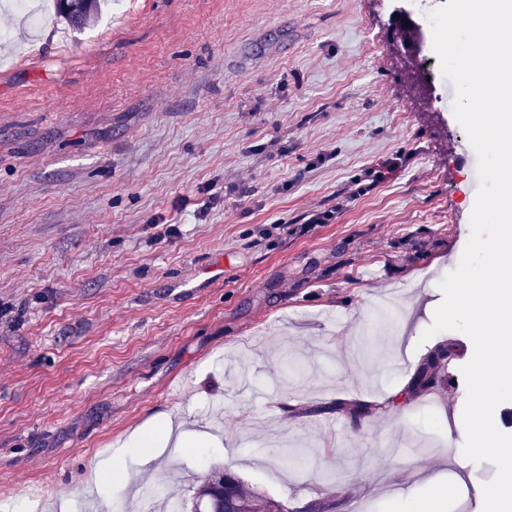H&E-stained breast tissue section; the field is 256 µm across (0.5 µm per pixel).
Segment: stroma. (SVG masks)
<instances>
[{
    "mask_svg": "<svg viewBox=\"0 0 512 512\" xmlns=\"http://www.w3.org/2000/svg\"><path fill=\"white\" fill-rule=\"evenodd\" d=\"M30 3L42 27L0 8V506L135 512L162 486L189 512L224 466L288 512H405L452 475L482 512L496 468L447 440L468 338L420 339L477 188L388 0H110L75 33ZM162 419L187 445L144 461L127 443ZM455 356L452 343L437 345L420 363L414 377L413 392L420 395L432 393L447 376L448 364Z\"/></svg>",
    "mask_w": 512,
    "mask_h": 512,
    "instance_id": "stroma-1",
    "label": "stroma"
}]
</instances>
